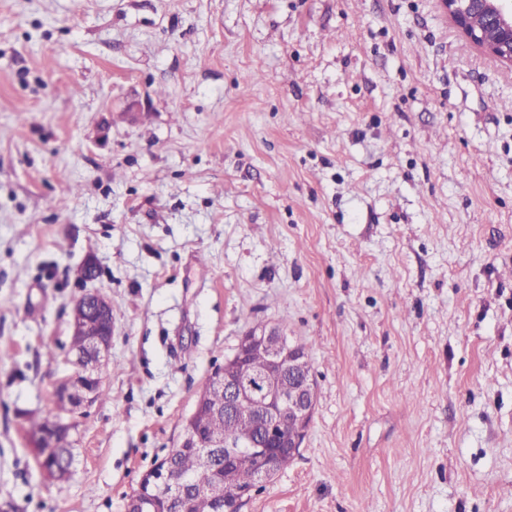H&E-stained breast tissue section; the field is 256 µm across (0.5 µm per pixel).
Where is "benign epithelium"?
Returning <instances> with one entry per match:
<instances>
[{"label":"benign epithelium","instance_id":"7a95c632","mask_svg":"<svg viewBox=\"0 0 512 512\" xmlns=\"http://www.w3.org/2000/svg\"><path fill=\"white\" fill-rule=\"evenodd\" d=\"M448 17L462 35L486 54L512 66V0H440ZM73 335L84 338V349L72 352L69 363L80 373L61 381L55 389L56 399L72 396V387L82 388L72 401L75 414L84 413L96 400V384L102 382L112 344V305L107 296L90 291L82 295L72 308ZM257 348L266 368L252 383L246 378L245 359ZM213 392L224 394V416H246L257 429L255 437L235 440L216 434H205L204 404ZM317 402V385L307 356L287 337L270 329L247 334L239 342L230 362L220 367V377L202 390L192 413L187 418L179 447L200 449L202 467L211 466L209 448L249 447L262 459L254 484L270 480L278 473L279 461L293 459L299 453L311 423ZM293 427V435L284 433L285 425ZM39 467L47 475L61 479L66 469L47 465L49 436L30 432L27 435ZM184 480L170 458L158 462L143 476L136 495L130 499L127 512H183Z\"/></svg>","mask_w":512,"mask_h":512}]
</instances>
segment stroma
<instances>
[{"mask_svg": "<svg viewBox=\"0 0 512 512\" xmlns=\"http://www.w3.org/2000/svg\"><path fill=\"white\" fill-rule=\"evenodd\" d=\"M90 290L56 480L24 419ZM271 327L317 404L239 512H512V70L439 0H0V512H126ZM72 347L69 363L79 368L80 373L61 381L55 389L56 400L69 399L74 384L82 388L78 398L72 401L73 414H83L96 400V384L102 382V373L107 366L112 344V305L104 294L90 291L82 295L72 308ZM72 348V349H73ZM84 378V381L81 379Z\"/></svg>", "mask_w": 512, "mask_h": 512, "instance_id": "stroma-1", "label": "stroma"}]
</instances>
